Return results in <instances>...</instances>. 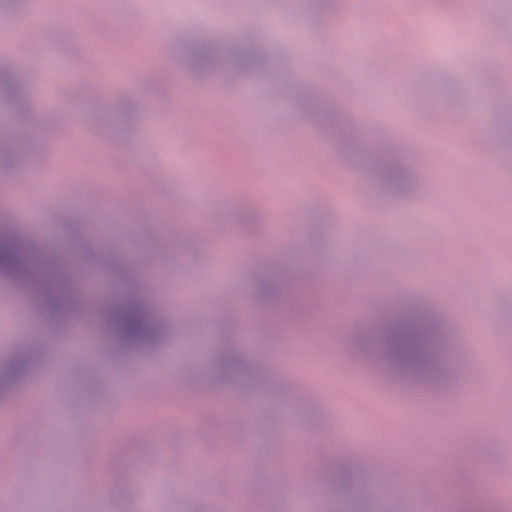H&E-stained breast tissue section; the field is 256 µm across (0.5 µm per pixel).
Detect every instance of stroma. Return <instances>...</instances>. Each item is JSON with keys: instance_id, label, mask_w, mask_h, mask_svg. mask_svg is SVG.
I'll return each instance as SVG.
<instances>
[{"instance_id": "obj_1", "label": "stroma", "mask_w": 512, "mask_h": 512, "mask_svg": "<svg viewBox=\"0 0 512 512\" xmlns=\"http://www.w3.org/2000/svg\"><path fill=\"white\" fill-rule=\"evenodd\" d=\"M29 0H0V22L14 21L16 47L0 55V70L25 86L26 109L0 124V139L22 136L23 161L0 168V225L64 255L73 265L102 261L113 293L135 286L143 270L135 254L152 258L159 276L193 292L194 305H219L225 287L240 292L262 326L260 339L244 342L240 325L220 313L177 321L154 290L146 296L162 322L150 349L127 352L101 335L93 355L42 356L33 377L53 372L44 411L29 412L25 386L0 396V420L19 427L0 439V458L24 466L39 460L19 491L0 500V512H355L336 488L337 469L355 472L364 512H411L409 501L383 486L424 475V512H467L485 498L489 476L512 472V340L472 343L473 326L512 328V51L494 34L512 31V0H493L482 16L484 38L457 22L456 11L414 23L419 0H360L366 24L381 23V43L360 53L346 50L348 0H55L49 25L53 55L42 52L20 18ZM148 10L155 34L129 26ZM276 27L265 26V19ZM340 43L334 68L313 70L322 43ZM200 43L225 53L255 45L264 62L224 81V64L197 68ZM143 51L146 60L127 84L102 95L72 97L75 81L114 65L121 54ZM486 52L490 65L477 76L465 55ZM416 57V69L406 68ZM312 80L318 90L292 101L284 88ZM252 94L243 99L241 86ZM397 112L399 126L378 124L365 136L353 131L354 111ZM463 133L470 151L490 168L452 187L457 158L448 136ZM394 154L405 164L406 188L386 191L360 152ZM317 183L320 194L284 196L298 229L288 250L273 248V215L258 184L283 181V160ZM52 191L35 207L14 209L33 170ZM378 201L387 221L371 223L351 240L337 228L345 215L337 201L346 173ZM109 178L117 196L92 195L95 176ZM233 185L236 198L225 196ZM185 197L183 223H171L166 201ZM134 218H127V211ZM106 225L110 238L90 237L87 227ZM243 252L225 286L208 281L224 264L225 243ZM343 271L366 284L396 276L394 306L420 307L440 324V354H453L427 379L395 375L364 355L353 326L340 319L342 294L319 288L321 277ZM295 281L291 293L266 299L260 285ZM303 329L323 338L286 342L285 309ZM244 368L222 378L214 366L225 352ZM377 370L395 397L428 405L430 425L413 426L387 401L357 387L353 371ZM472 381L473 400L487 412L474 418L455 393L456 374ZM130 385L142 406L138 428L113 437L100 451L84 431L93 416L111 415L118 389ZM248 410L249 422L230 428ZM160 423L159 441L145 427ZM360 431L346 449L312 444L313 432ZM460 426L449 439V425ZM298 447L291 456L239 468L258 448H277L284 431ZM169 481L153 482L159 467ZM314 471L311 492L285 483L284 475Z\"/></svg>"}]
</instances>
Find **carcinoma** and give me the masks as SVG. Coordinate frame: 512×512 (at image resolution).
Wrapping results in <instances>:
<instances>
[{
  "instance_id": "carcinoma-1",
  "label": "carcinoma",
  "mask_w": 512,
  "mask_h": 512,
  "mask_svg": "<svg viewBox=\"0 0 512 512\" xmlns=\"http://www.w3.org/2000/svg\"><path fill=\"white\" fill-rule=\"evenodd\" d=\"M194 59L201 69L216 62L215 50L202 44L195 48ZM227 63L237 70L252 68L261 58L248 45L233 49ZM0 97L24 104L26 89L6 71L0 73ZM379 182L398 192L407 183V170L397 160L363 154ZM0 271L22 280L35 313L49 324L63 323L73 311L81 279L65 258L42 251L27 238L9 228L0 231ZM91 317L100 316L111 341L128 352H139L153 346L161 328L151 305L137 295H126L110 301L103 309L88 310ZM436 324L424 313L403 310L387 316L366 328L361 348L371 352L382 364L406 378H422L434 368L436 361ZM38 358L24 350L15 352L0 363V390L6 392L24 380L37 366Z\"/></svg>"
}]
</instances>
